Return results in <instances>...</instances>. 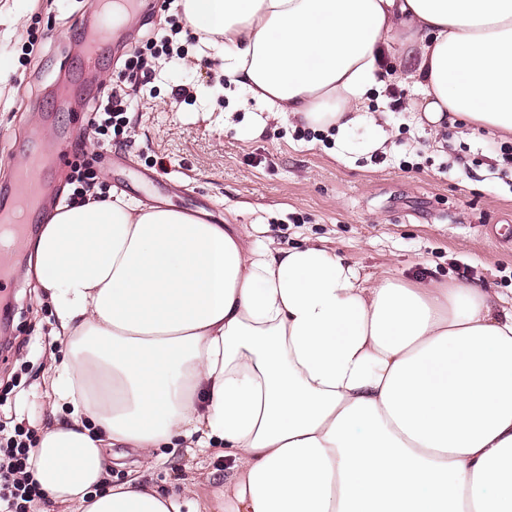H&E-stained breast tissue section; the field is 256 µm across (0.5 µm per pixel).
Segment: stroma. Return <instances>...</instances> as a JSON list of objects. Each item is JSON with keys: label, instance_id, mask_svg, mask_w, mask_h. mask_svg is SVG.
<instances>
[{"label": "stroma", "instance_id": "obj_1", "mask_svg": "<svg viewBox=\"0 0 512 512\" xmlns=\"http://www.w3.org/2000/svg\"><path fill=\"white\" fill-rule=\"evenodd\" d=\"M92 0H0V186L26 160L34 127L64 138L66 155L54 188L67 205V171L81 159L99 174L98 196L150 208L167 203L210 213L217 224H260L257 240L321 241L363 273L410 279L453 278L484 284L512 299V247L490 230L512 236V170L500 141L463 126L435 136L391 99L371 104L387 113L392 140L384 162L367 143L369 125L347 141L310 126L268 121L254 100L231 106L224 73L212 58L220 38L202 42L185 26L183 0H158L149 20L127 25L143 54L154 57L147 84L124 78V53L103 37L97 80L130 93L133 108L110 146H100L89 118L60 110L54 92L62 65L76 67L70 45L81 39ZM19 254L10 331L0 339V430H37L56 326V313L26 277ZM147 472L153 487L193 500L210 497L223 474L216 449L180 446L157 452Z\"/></svg>", "mask_w": 512, "mask_h": 512}]
</instances>
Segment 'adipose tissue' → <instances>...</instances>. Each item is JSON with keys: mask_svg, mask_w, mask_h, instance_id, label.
<instances>
[{"mask_svg": "<svg viewBox=\"0 0 512 512\" xmlns=\"http://www.w3.org/2000/svg\"><path fill=\"white\" fill-rule=\"evenodd\" d=\"M271 119L345 132L391 78L434 131L512 140V0H184ZM174 206L88 200L15 247L53 304L32 476L75 512H512V303L365 274L335 249L253 246ZM215 448L211 499L148 486L160 448ZM110 448L135 471L108 484Z\"/></svg>", "mask_w": 512, "mask_h": 512, "instance_id": "obj_1", "label": "adipose tissue"}]
</instances>
